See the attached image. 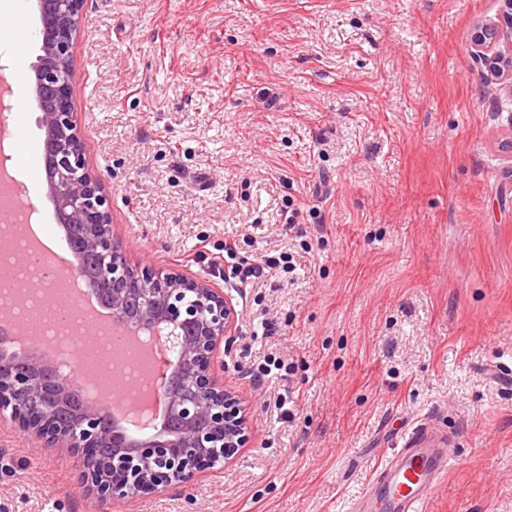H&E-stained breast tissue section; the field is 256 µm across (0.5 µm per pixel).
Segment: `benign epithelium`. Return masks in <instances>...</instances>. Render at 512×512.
<instances>
[{"label": "benign epithelium", "instance_id": "7a95c632", "mask_svg": "<svg viewBox=\"0 0 512 512\" xmlns=\"http://www.w3.org/2000/svg\"><path fill=\"white\" fill-rule=\"evenodd\" d=\"M503 24L482 25L470 38L487 79L512 90V0ZM86 0H38L46 21L41 54L32 67L46 155V183L57 223L78 238L76 259L112 320L140 332L160 325L158 341L179 350L167 363L162 424L147 437L116 434L102 411L85 403L65 376L36 355H0V419L42 447L66 448L80 461L78 485L92 512L117 501L192 487L249 442L240 399L224 387V355L238 334L233 298L212 280L189 277L151 260L132 262L112 233L110 196L89 169L86 144L73 112L77 81L72 49Z\"/></svg>", "mask_w": 512, "mask_h": 512}]
</instances>
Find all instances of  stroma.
<instances>
[{
  "label": "stroma",
  "instance_id": "1",
  "mask_svg": "<svg viewBox=\"0 0 512 512\" xmlns=\"http://www.w3.org/2000/svg\"><path fill=\"white\" fill-rule=\"evenodd\" d=\"M500 10L87 0L74 112L114 235L232 295L224 382L250 427L191 491L111 512H343L424 419L452 438L428 512H512V155L498 148L512 92L468 42ZM228 235L251 264L293 254L295 276L239 284L214 262ZM261 320L274 330L253 337ZM266 357L287 370L258 389ZM77 465L0 422V512H90Z\"/></svg>",
  "mask_w": 512,
  "mask_h": 512
}]
</instances>
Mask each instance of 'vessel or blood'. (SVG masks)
I'll return each mask as SVG.
<instances>
[{
	"mask_svg": "<svg viewBox=\"0 0 512 512\" xmlns=\"http://www.w3.org/2000/svg\"><path fill=\"white\" fill-rule=\"evenodd\" d=\"M442 439L426 425L395 437L390 458L381 463L348 512H426L448 469Z\"/></svg>",
	"mask_w": 512,
	"mask_h": 512,
	"instance_id": "b4317fda",
	"label": "vessel or blood"
}]
</instances>
